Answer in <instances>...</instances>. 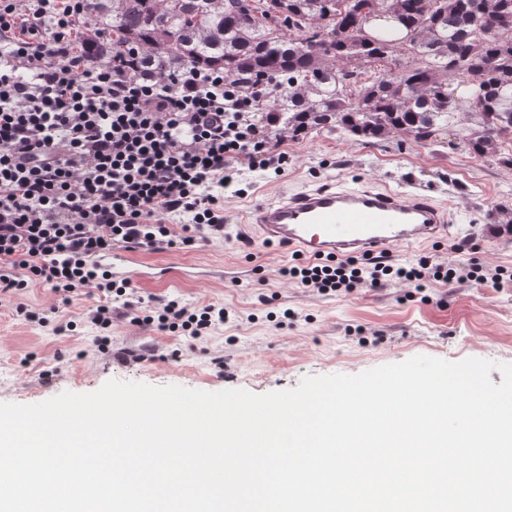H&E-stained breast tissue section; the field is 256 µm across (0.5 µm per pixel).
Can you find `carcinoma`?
<instances>
[{
  "mask_svg": "<svg viewBox=\"0 0 512 512\" xmlns=\"http://www.w3.org/2000/svg\"><path fill=\"white\" fill-rule=\"evenodd\" d=\"M115 39L85 34L94 59L124 45L141 63L178 74L217 70L269 87L260 111L297 138L340 131L376 144L393 131L417 143L448 128V79L470 90L475 124L465 146L484 157L512 141V0H88ZM393 16L405 35L376 34ZM343 62L338 68L336 61ZM371 75L365 76V68Z\"/></svg>",
  "mask_w": 512,
  "mask_h": 512,
  "instance_id": "cac0c4a2",
  "label": "carcinoma"
}]
</instances>
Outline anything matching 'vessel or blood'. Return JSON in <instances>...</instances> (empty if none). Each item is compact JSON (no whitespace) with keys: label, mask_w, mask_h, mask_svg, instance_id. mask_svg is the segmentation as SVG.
Returning a JSON list of instances; mask_svg holds the SVG:
<instances>
[{"label":"vessel or blood","mask_w":512,"mask_h":512,"mask_svg":"<svg viewBox=\"0 0 512 512\" xmlns=\"http://www.w3.org/2000/svg\"><path fill=\"white\" fill-rule=\"evenodd\" d=\"M267 242L316 259L374 255L451 234L449 213L425 194L326 184L284 196L252 214Z\"/></svg>","instance_id":"b4317fda"}]
</instances>
